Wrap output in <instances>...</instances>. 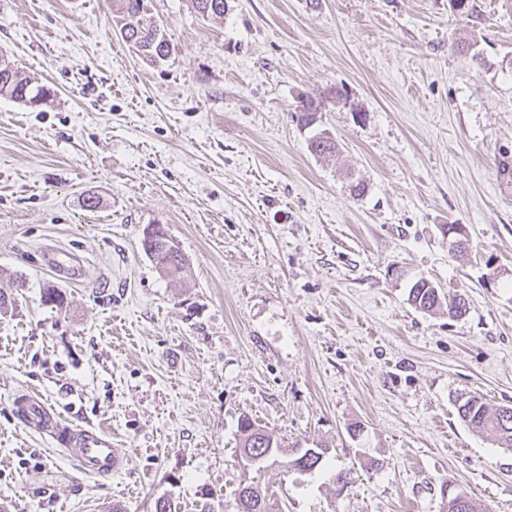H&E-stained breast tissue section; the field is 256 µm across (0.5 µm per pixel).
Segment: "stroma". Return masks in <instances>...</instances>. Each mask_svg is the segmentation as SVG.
<instances>
[{
    "instance_id": "35a3bbf8",
    "label": "stroma",
    "mask_w": 512,
    "mask_h": 512,
    "mask_svg": "<svg viewBox=\"0 0 512 512\" xmlns=\"http://www.w3.org/2000/svg\"><path fill=\"white\" fill-rule=\"evenodd\" d=\"M227 3L144 0L171 44L154 66L109 0H0V55L50 91L0 96V512H237L245 416L328 451L258 474L285 512H441L445 485L512 512V450L455 405H512V0ZM151 224L191 277L157 271ZM421 277L466 314L412 306ZM27 392L109 433L124 470L80 472L17 416ZM143 243L145 252L162 276L173 279H185L190 276L192 266L190 260L174 245L163 225H148L144 231ZM159 252H168L174 255L181 254L184 256V261L179 264L177 262L174 264L159 262L157 258Z\"/></svg>"
}]
</instances>
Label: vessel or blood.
I'll use <instances>...</instances> for the list:
<instances>
[{
	"instance_id": "obj_1",
	"label": "vessel or blood",
	"mask_w": 512,
	"mask_h": 512,
	"mask_svg": "<svg viewBox=\"0 0 512 512\" xmlns=\"http://www.w3.org/2000/svg\"><path fill=\"white\" fill-rule=\"evenodd\" d=\"M24 423L54 436L79 469L103 480L111 479L125 466V459L112 446V438L93 427L72 428L39 397L25 394L16 402Z\"/></svg>"
}]
</instances>
